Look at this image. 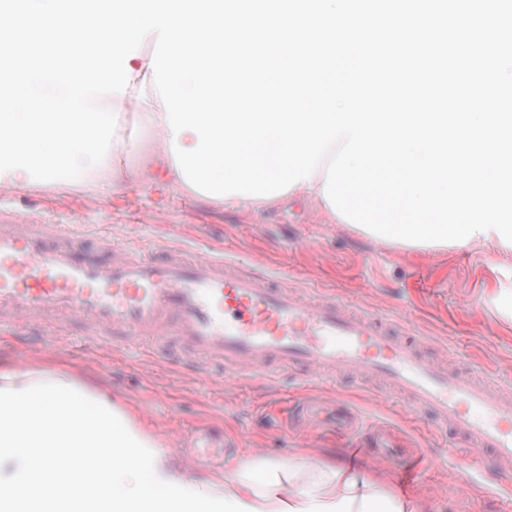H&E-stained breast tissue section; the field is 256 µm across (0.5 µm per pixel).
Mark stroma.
Here are the masks:
<instances>
[{
	"label": "stroma",
	"instance_id": "stroma-1",
	"mask_svg": "<svg viewBox=\"0 0 512 512\" xmlns=\"http://www.w3.org/2000/svg\"><path fill=\"white\" fill-rule=\"evenodd\" d=\"M142 153L113 156L125 174L111 185L96 178L81 186L54 184L0 189V222L45 224L80 245L104 250L156 246L186 256H226L268 274L310 303L325 297L385 322H400L425 350L449 366L512 392V318L487 295L512 289V252L483 258L480 251H413L374 238L351 224L328 223L307 199H287L255 211L226 208L189 197L173 186H134L130 176L160 138L139 135ZM65 366L79 382L103 389L191 473H223L226 465L259 456L293 459L298 449L316 458L339 454L355 469L372 465L399 492L427 498L430 512H512V478L487 470L480 454L452 430L438 428L394 387L314 370L275 367L255 373L241 367L196 364L171 349L169 359L141 343L112 349L90 340L75 318L43 322L38 335L13 318L0 325V363L27 368ZM343 402L356 415L359 436L392 429L407 453L374 456L331 426L299 421L298 405ZM222 431L225 456L186 459L197 432Z\"/></svg>",
	"mask_w": 512,
	"mask_h": 512
}]
</instances>
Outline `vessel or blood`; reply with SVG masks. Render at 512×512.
<instances>
[{
  "label": "vessel or blood",
  "instance_id": "1",
  "mask_svg": "<svg viewBox=\"0 0 512 512\" xmlns=\"http://www.w3.org/2000/svg\"><path fill=\"white\" fill-rule=\"evenodd\" d=\"M69 313L100 344L115 336L165 343L175 335L198 361L301 367L381 378L401 389L418 412L452 427L497 474L512 473V394L488 380L449 369L416 339L327 297L305 302L237 262L189 258L160 247L141 257L126 247L83 249L39 224H0V318ZM301 416L356 429L353 412L307 404Z\"/></svg>",
  "mask_w": 512,
  "mask_h": 512
}]
</instances>
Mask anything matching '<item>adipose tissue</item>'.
<instances>
[{
	"label": "adipose tissue",
	"mask_w": 512,
	"mask_h": 512,
	"mask_svg": "<svg viewBox=\"0 0 512 512\" xmlns=\"http://www.w3.org/2000/svg\"><path fill=\"white\" fill-rule=\"evenodd\" d=\"M148 54L130 60L125 95H109L119 111L112 147L138 148V129L160 135L138 173L141 182L184 187L170 151L173 135L154 88ZM135 102L126 111V102ZM20 468L0 480V512H425L422 500L389 488L375 474L300 455L281 463L243 460L223 477L201 478L171 462L169 448L116 410L108 392H92L61 371L0 366V458ZM102 480L71 495L87 461Z\"/></svg>",
	"instance_id": "adipose-tissue-1"
}]
</instances>
